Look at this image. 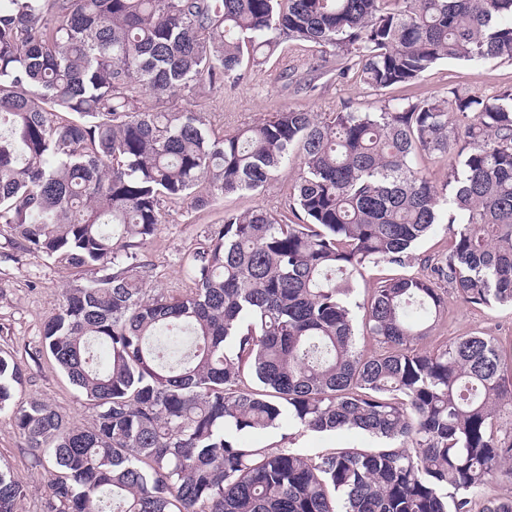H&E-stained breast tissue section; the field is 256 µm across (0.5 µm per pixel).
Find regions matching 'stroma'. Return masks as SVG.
Listing matches in <instances>:
<instances>
[{
  "instance_id": "stroma-1",
  "label": "stroma",
  "mask_w": 512,
  "mask_h": 512,
  "mask_svg": "<svg viewBox=\"0 0 512 512\" xmlns=\"http://www.w3.org/2000/svg\"><path fill=\"white\" fill-rule=\"evenodd\" d=\"M324 46L314 43H284L264 63L247 69L244 79L234 88H217L200 93H181L172 105L209 113L216 132L232 133L251 126L281 109L292 107L314 112H341L353 106L362 111L379 105L393 104L424 97H444L453 87L492 96L512 87V61L483 64L447 60L435 65L416 83L397 85L377 92L364 85L355 75H322L316 70ZM297 166L283 168L275 181L259 192H240L196 207L189 201L167 203L157 235L145 246L144 259L154 266L156 276L151 286L156 290L188 287L181 258L203 242L210 225L220 224L228 212L245 213L264 208L279 213L297 176ZM9 229L0 225V354L21 362L24 382L17 387L20 398H39L74 422L88 426L93 412L83 396L52 359L36 356L43 325L61 300L69 283L85 282L95 276L90 268L74 269L65 264L43 260L7 244ZM450 244L445 224L433 231L415 248L405 267L380 265L369 268L356 290L359 303H368L376 279L398 274L427 276L432 259L441 256ZM447 291V311L436 322L426 347L442 341L480 331L494 337L504 349H512V308L485 307L465 303ZM289 440L280 431H256L246 439L258 448L296 449L315 454L329 448L375 447L376 441L359 431L315 433L290 428ZM0 464L10 467L22 482L26 494L17 501L16 512H43L49 493L48 474L34 463L26 439L13 421L0 415Z\"/></svg>"
}]
</instances>
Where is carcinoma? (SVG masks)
Returning <instances> with one entry per match:
<instances>
[{"label":"carcinoma","instance_id":"obj_1","mask_svg":"<svg viewBox=\"0 0 512 512\" xmlns=\"http://www.w3.org/2000/svg\"><path fill=\"white\" fill-rule=\"evenodd\" d=\"M285 41L337 49L319 69L380 91L447 59L512 61V0L0 6V224L27 253L99 273L64 290L35 350L91 425L17 401L22 366L0 355V414L51 467L44 512H473L478 489L512 478V357L480 334L418 348L447 309L439 281L512 307V88L286 108L219 138L207 113L169 106L238 84ZM295 148L293 218L226 212L184 254L192 287L146 288L163 203L256 191ZM423 156L450 157L451 247L429 277L379 280L362 308L365 271L405 265L437 224ZM286 421L384 445L309 456L242 440ZM23 492L0 468V512Z\"/></svg>","mask_w":512,"mask_h":512}]
</instances>
